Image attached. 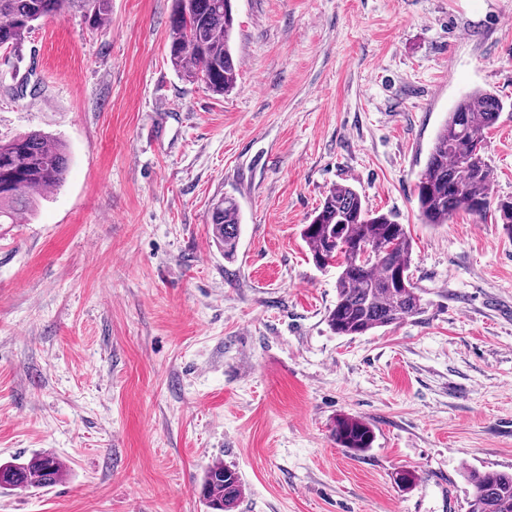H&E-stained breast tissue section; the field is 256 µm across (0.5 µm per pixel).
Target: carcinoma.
<instances>
[{"label": "carcinoma", "mask_w": 512, "mask_h": 512, "mask_svg": "<svg viewBox=\"0 0 512 512\" xmlns=\"http://www.w3.org/2000/svg\"><path fill=\"white\" fill-rule=\"evenodd\" d=\"M234 0H173L167 50L174 71L202 82L216 95L231 91L241 67L233 54ZM75 10L95 30L111 19L112 0H0V50L19 49L34 24ZM494 93L474 90L448 112L415 185L419 219L446 224L463 211L483 217L494 211L512 233V198L491 204L493 170L485 157L487 131L503 111ZM70 157L66 146L39 131L0 143V224H16L33 210L36 196L58 187ZM207 223L214 242L231 260L241 230L240 208L225 196L213 204ZM301 236L313 264L338 269L336 303L327 323L338 336H359L398 325L425 312L429 301L414 282L413 241L391 213L373 211L351 185L328 191ZM343 448L363 452L374 432L363 420L343 416L334 429ZM64 474L62 461L43 453L26 462L0 463V489L47 487ZM467 512H512V473L468 469ZM239 472L222 461L205 470L200 495L210 512H233L243 495Z\"/></svg>", "instance_id": "cac0c4a2"}]
</instances>
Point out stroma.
Segmentation results:
<instances>
[{
	"label": "stroma",
	"mask_w": 512,
	"mask_h": 512,
	"mask_svg": "<svg viewBox=\"0 0 512 512\" xmlns=\"http://www.w3.org/2000/svg\"><path fill=\"white\" fill-rule=\"evenodd\" d=\"M171 9L112 0L106 31L70 12L0 50V140L70 156L0 224V462L51 453L65 475L0 512H208L216 460L236 512H467L466 470L512 472V236L420 223L414 186L484 89L505 104L491 196L512 197V0H235L223 96L169 65ZM338 184L406 225L422 315L329 330L336 271L300 231ZM225 195L231 262L207 222ZM344 415L372 428L364 453L336 444ZM207 222L214 242L224 251V258L234 259L241 230L240 208L236 199L231 196L219 199L209 211ZM244 487L238 471L222 461H214L205 470L200 495L211 512L234 511Z\"/></svg>",
	"instance_id": "1"
}]
</instances>
